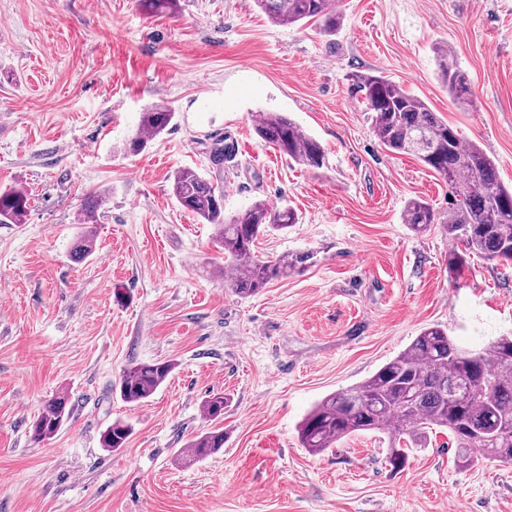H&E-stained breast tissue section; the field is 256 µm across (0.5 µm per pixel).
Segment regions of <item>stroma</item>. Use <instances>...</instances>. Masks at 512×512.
Returning <instances> with one entry per match:
<instances>
[{
    "label": "stroma",
    "mask_w": 512,
    "mask_h": 512,
    "mask_svg": "<svg viewBox=\"0 0 512 512\" xmlns=\"http://www.w3.org/2000/svg\"><path fill=\"white\" fill-rule=\"evenodd\" d=\"M333 36L282 27L253 0H180L156 16L136 0H0V192L25 189L23 223L0 224V512H512V462L459 464L446 434L392 473L388 441L361 434L313 455L297 426L438 325L478 351L512 336V264L474 257L461 275L437 228L412 233L408 199L448 208V185L382 148L353 74L378 69L423 99L512 185V0H340ZM447 42L471 82L454 104L432 47ZM173 126L138 154L146 108ZM282 112L325 151L305 168L259 139L254 116ZM231 143V160L212 152ZM191 168L224 194L293 207L299 224L254 254L309 251L302 274L243 298L219 275L212 225L173 197ZM108 195L96 224L82 208ZM92 232L81 261L72 249ZM170 360L146 401L118 391L123 370ZM72 413L35 442L42 404ZM226 398L221 451L180 458ZM124 448L100 445L113 421Z\"/></svg>",
    "instance_id": "obj_1"
}]
</instances>
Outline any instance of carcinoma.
Masks as SVG:
<instances>
[{
    "label": "carcinoma",
    "instance_id": "1",
    "mask_svg": "<svg viewBox=\"0 0 512 512\" xmlns=\"http://www.w3.org/2000/svg\"><path fill=\"white\" fill-rule=\"evenodd\" d=\"M280 26L314 21L325 35H334L342 17L336 0H255ZM154 15L177 10V0H139ZM440 77L456 104L472 103L468 75L458 68L455 51L446 43L434 47ZM365 111L384 148L394 154L418 158L448 183V211L438 213L428 202L411 198L404 206L406 224L421 233L438 224L448 240L464 250L448 254V268L459 271L470 256L487 261L512 262V187L497 177L493 160L476 144H466L458 132L430 107L402 86L380 74L353 75ZM165 105L141 113L138 131L128 150L139 153L173 121ZM255 131L264 142L306 168L323 164L324 150L304 134L287 115L260 112ZM172 193L179 205L215 229L224 250V285L242 297L258 293L270 281L300 274L314 258L312 252H295L275 260L254 257L255 241L272 230L299 223L291 207L272 209L263 200L224 217V195L190 168L173 175ZM105 194L93 196L81 213V223L96 221ZM28 194L21 189L0 193V224H21L28 212ZM174 362L134 364L123 370L120 398L139 404L165 382ZM204 413L217 420L224 415V394L215 393L203 403ZM71 413L69 397L61 391L49 399L33 423L32 437L41 442L56 435ZM437 430L448 431L457 459L468 467L485 460L512 461V336H502L488 348L472 352L460 348L440 326L423 329L398 356L373 375L318 402L302 419L298 436L302 447L322 453L338 442L363 433L386 435L387 463L397 472L404 468L408 451ZM131 428L115 421L102 434L105 448L125 446ZM224 447V430L203 433L190 444L183 461L203 460Z\"/></svg>",
    "mask_w": 512,
    "mask_h": 512
}]
</instances>
